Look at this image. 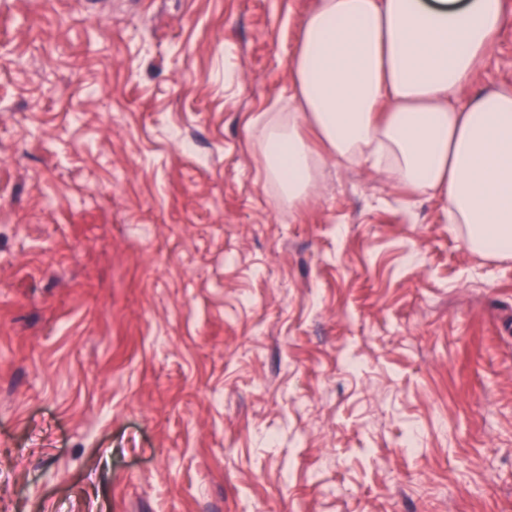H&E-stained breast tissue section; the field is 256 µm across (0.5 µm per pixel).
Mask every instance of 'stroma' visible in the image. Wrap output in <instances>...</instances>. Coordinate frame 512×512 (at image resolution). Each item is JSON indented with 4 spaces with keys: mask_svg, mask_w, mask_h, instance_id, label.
<instances>
[{
    "mask_svg": "<svg viewBox=\"0 0 512 512\" xmlns=\"http://www.w3.org/2000/svg\"><path fill=\"white\" fill-rule=\"evenodd\" d=\"M317 3L0 0V512H512V260L264 174Z\"/></svg>",
    "mask_w": 512,
    "mask_h": 512,
    "instance_id": "obj_1",
    "label": "stroma"
}]
</instances>
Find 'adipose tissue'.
<instances>
[{
    "label": "adipose tissue",
    "instance_id": "adipose-tissue-1",
    "mask_svg": "<svg viewBox=\"0 0 512 512\" xmlns=\"http://www.w3.org/2000/svg\"><path fill=\"white\" fill-rule=\"evenodd\" d=\"M506 0H319L288 70L287 122L269 117L266 175L289 205L304 199L318 155L367 164L436 197L475 251L512 259V92L463 99L484 67Z\"/></svg>",
    "mask_w": 512,
    "mask_h": 512
}]
</instances>
